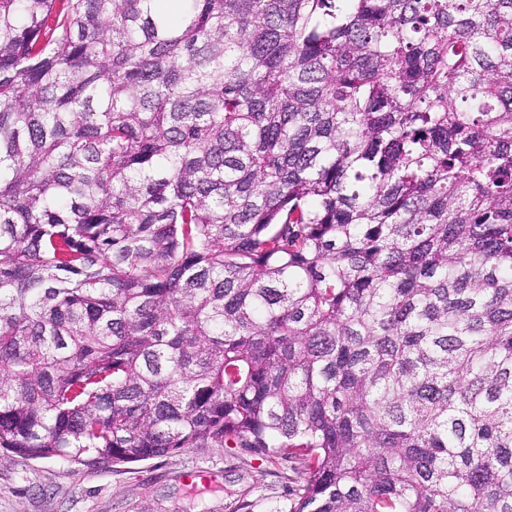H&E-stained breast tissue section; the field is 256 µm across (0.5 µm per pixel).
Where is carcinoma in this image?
Returning <instances> with one entry per match:
<instances>
[{"label": "carcinoma", "instance_id": "cac0c4a2", "mask_svg": "<svg viewBox=\"0 0 512 512\" xmlns=\"http://www.w3.org/2000/svg\"><path fill=\"white\" fill-rule=\"evenodd\" d=\"M0 448L512 512V0H0Z\"/></svg>", "mask_w": 512, "mask_h": 512}]
</instances>
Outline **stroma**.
Listing matches in <instances>:
<instances>
[{"label": "stroma", "mask_w": 512, "mask_h": 512, "mask_svg": "<svg viewBox=\"0 0 512 512\" xmlns=\"http://www.w3.org/2000/svg\"><path fill=\"white\" fill-rule=\"evenodd\" d=\"M288 466L238 449L188 448L86 467L0 450V512H287Z\"/></svg>", "instance_id": "stroma-1"}]
</instances>
